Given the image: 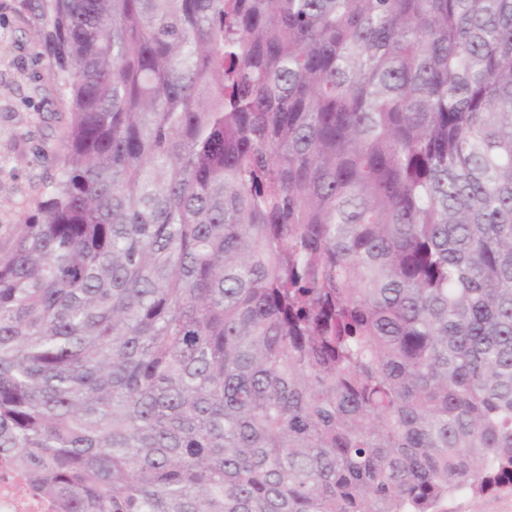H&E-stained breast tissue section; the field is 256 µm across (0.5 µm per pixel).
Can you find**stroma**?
Returning <instances> with one entry per match:
<instances>
[{
    "mask_svg": "<svg viewBox=\"0 0 512 512\" xmlns=\"http://www.w3.org/2000/svg\"><path fill=\"white\" fill-rule=\"evenodd\" d=\"M39 0H0V250L61 162L65 102L36 35Z\"/></svg>",
    "mask_w": 512,
    "mask_h": 512,
    "instance_id": "1",
    "label": "stroma"
}]
</instances>
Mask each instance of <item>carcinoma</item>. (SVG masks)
Returning a JSON list of instances; mask_svg holds the SVG:
<instances>
[{
    "label": "carcinoma",
    "instance_id": "1",
    "mask_svg": "<svg viewBox=\"0 0 512 512\" xmlns=\"http://www.w3.org/2000/svg\"><path fill=\"white\" fill-rule=\"evenodd\" d=\"M63 166L0 251V458L61 512L512 492V0H40Z\"/></svg>",
    "mask_w": 512,
    "mask_h": 512
}]
</instances>
